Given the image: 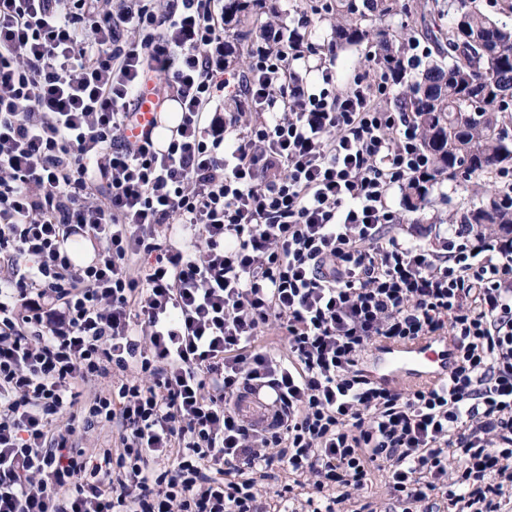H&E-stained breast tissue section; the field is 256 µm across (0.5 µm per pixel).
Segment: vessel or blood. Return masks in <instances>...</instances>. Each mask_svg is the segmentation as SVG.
I'll list each match as a JSON object with an SVG mask.
<instances>
[{
    "instance_id": "vessel-or-blood-1",
    "label": "vessel or blood",
    "mask_w": 512,
    "mask_h": 512,
    "mask_svg": "<svg viewBox=\"0 0 512 512\" xmlns=\"http://www.w3.org/2000/svg\"><path fill=\"white\" fill-rule=\"evenodd\" d=\"M159 108L153 94H144L138 108L137 123L132 135L153 126L158 118ZM448 371V342L420 341L408 345L390 347L382 363V377L386 380L399 379L405 384L437 379Z\"/></svg>"
}]
</instances>
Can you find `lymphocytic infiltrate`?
<instances>
[{
  "label": "lymphocytic infiltrate",
  "instance_id": "lymphocytic-infiltrate-1",
  "mask_svg": "<svg viewBox=\"0 0 512 512\" xmlns=\"http://www.w3.org/2000/svg\"><path fill=\"white\" fill-rule=\"evenodd\" d=\"M215 2L0 0V512H371L377 472L399 512H512V238L401 237L419 127L385 75L296 70L299 29L221 112ZM147 89L161 142L128 136ZM439 337L435 383L363 367Z\"/></svg>",
  "mask_w": 512,
  "mask_h": 512
}]
</instances>
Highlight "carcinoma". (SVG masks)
Listing matches in <instances>:
<instances>
[{"mask_svg":"<svg viewBox=\"0 0 512 512\" xmlns=\"http://www.w3.org/2000/svg\"><path fill=\"white\" fill-rule=\"evenodd\" d=\"M418 0L419 25L389 31L376 23L408 12L402 0H332L331 46L345 49L369 44L374 60L398 88L397 106L412 113L421 142L433 164L432 182L461 176L485 179L512 168V27L494 20L476 0ZM269 0H224L229 41L224 59L246 64L245 48L273 22ZM435 56L417 60L404 70L399 59L420 41ZM430 189L408 183L403 206L409 212L425 207ZM459 223L477 231L512 234V211L504 208L493 184L484 183L481 198L463 211Z\"/></svg>","mask_w":512,"mask_h":512,"instance_id":"cac0c4a2","label":"carcinoma"}]
</instances>
